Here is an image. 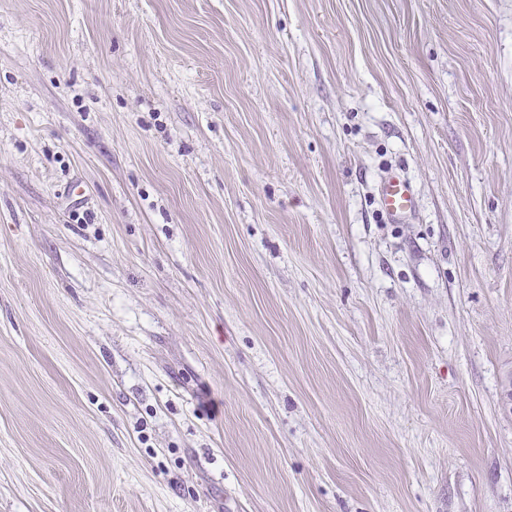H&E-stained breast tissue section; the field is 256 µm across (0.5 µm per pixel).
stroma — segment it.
<instances>
[{"instance_id": "stroma-1", "label": "stroma", "mask_w": 512, "mask_h": 512, "mask_svg": "<svg viewBox=\"0 0 512 512\" xmlns=\"http://www.w3.org/2000/svg\"><path fill=\"white\" fill-rule=\"evenodd\" d=\"M511 380L512 0H0V512H512ZM381 210L395 223L405 219L415 208L411 183L397 172L388 173L378 188Z\"/></svg>"}]
</instances>
